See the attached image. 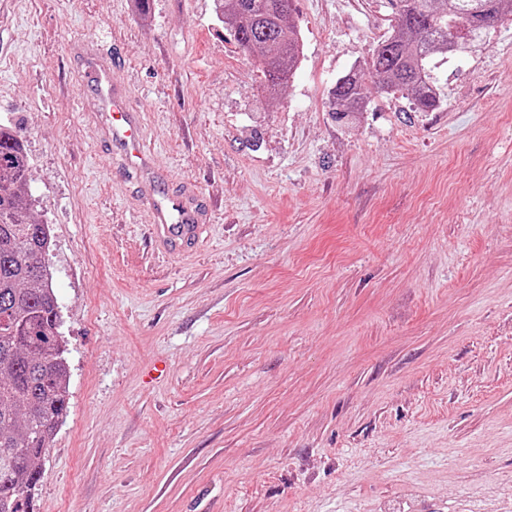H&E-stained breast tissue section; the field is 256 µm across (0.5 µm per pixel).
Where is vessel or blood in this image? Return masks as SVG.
Returning <instances> with one entry per match:
<instances>
[{
	"mask_svg": "<svg viewBox=\"0 0 512 512\" xmlns=\"http://www.w3.org/2000/svg\"><path fill=\"white\" fill-rule=\"evenodd\" d=\"M84 62L88 98L105 141L117 149L123 167L147 168L150 157L144 147L141 112L128 107L126 89L113 84L111 70L102 60L88 54ZM147 209L156 239L164 248L176 250L199 238L202 216L188 201L157 192L148 199Z\"/></svg>",
	"mask_w": 512,
	"mask_h": 512,
	"instance_id": "1",
	"label": "vessel or blood"
}]
</instances>
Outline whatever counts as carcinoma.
Here are the masks:
<instances>
[{"mask_svg":"<svg viewBox=\"0 0 512 512\" xmlns=\"http://www.w3.org/2000/svg\"><path fill=\"white\" fill-rule=\"evenodd\" d=\"M219 15L253 55L270 88L287 82L300 56L294 0H218ZM394 34L366 63L378 88L401 93L421 111L437 107L430 74L435 54H454L448 27L468 42L512 12V0H389ZM341 120L366 107L360 74L333 91ZM29 167L11 127L0 124V512H33L31 491L69 404L65 345L45 255L48 225L38 223L28 194Z\"/></svg>","mask_w":512,"mask_h":512,"instance_id":"carcinoma-1","label":"carcinoma"}]
</instances>
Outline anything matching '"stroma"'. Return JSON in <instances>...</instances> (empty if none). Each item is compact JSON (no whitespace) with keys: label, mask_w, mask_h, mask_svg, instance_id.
<instances>
[{"label":"stroma","mask_w":512,"mask_h":512,"mask_svg":"<svg viewBox=\"0 0 512 512\" xmlns=\"http://www.w3.org/2000/svg\"><path fill=\"white\" fill-rule=\"evenodd\" d=\"M295 24L268 89L214 0H0V123L67 348L34 512H512V23L433 56L435 110L371 87L342 121L387 0H295ZM82 39L155 179L82 112ZM152 187L208 206L193 250L157 245ZM365 85L359 73L349 72L336 82L333 91L336 105L343 107L336 112V118L341 120L363 112L366 107Z\"/></svg>","instance_id":"35a3bbf8"}]
</instances>
